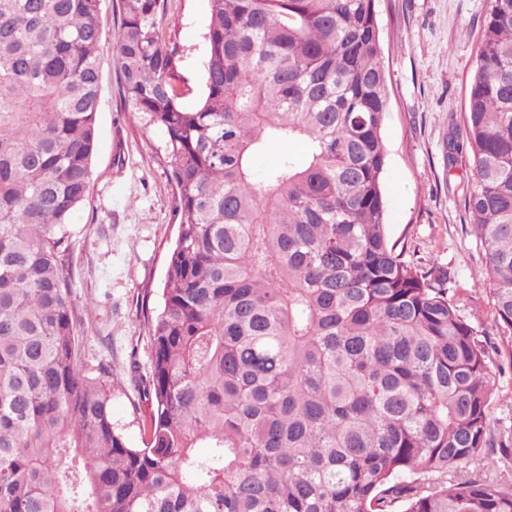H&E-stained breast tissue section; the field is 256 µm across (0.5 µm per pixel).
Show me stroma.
I'll list each match as a JSON object with an SVG mask.
<instances>
[{"label":"stroma","mask_w":512,"mask_h":512,"mask_svg":"<svg viewBox=\"0 0 512 512\" xmlns=\"http://www.w3.org/2000/svg\"><path fill=\"white\" fill-rule=\"evenodd\" d=\"M490 0H377L390 107L383 128L388 160L382 175L388 235L406 241L421 263L447 268L472 289L461 313L495 341L492 371L499 394L490 410L501 439L512 440V338L500 335L486 311L482 254L470 233L457 178L443 163L459 124L476 65L477 38ZM208 0H168L161 24L182 51L195 105L203 91L202 57ZM107 35L99 51L101 101L93 182L69 226L67 261L72 298L85 310V358L112 370V420L128 447L142 445L134 375L146 372L150 344L145 305H157L177 232L167 165L156 148L165 135L144 130L125 108L112 36L119 0H103Z\"/></svg>","instance_id":"35a3bbf8"}]
</instances>
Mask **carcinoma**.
<instances>
[{
	"mask_svg": "<svg viewBox=\"0 0 512 512\" xmlns=\"http://www.w3.org/2000/svg\"><path fill=\"white\" fill-rule=\"evenodd\" d=\"M101 2L0 0V512H512L511 481L459 469L512 456L488 342L448 270L386 233L376 0H208L192 108L165 0H121L122 97L165 132L178 224L126 445L64 261L93 180ZM280 140L304 159L255 177ZM463 155L512 337V0L478 36L448 169ZM288 153L302 156L303 148L298 142L292 141L278 142L272 145L269 150L254 158L252 163L254 174L261 176L280 155Z\"/></svg>",
	"mask_w": 512,
	"mask_h": 512,
	"instance_id": "cac0c4a2",
	"label": "carcinoma"
}]
</instances>
